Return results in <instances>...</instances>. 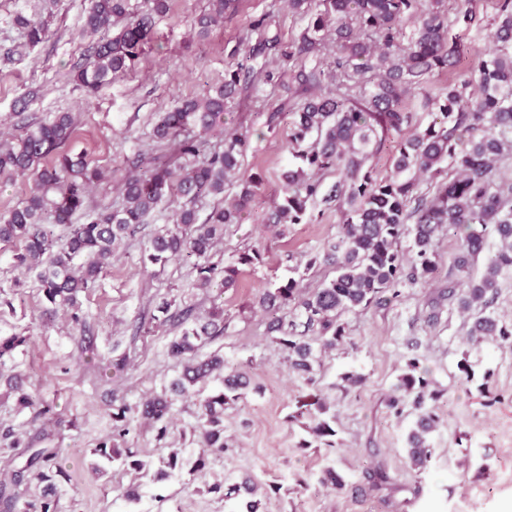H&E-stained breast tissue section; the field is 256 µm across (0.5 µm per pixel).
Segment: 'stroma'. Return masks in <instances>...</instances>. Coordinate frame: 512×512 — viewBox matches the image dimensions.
Returning <instances> with one entry per match:
<instances>
[{"instance_id": "35a3bbf8", "label": "stroma", "mask_w": 512, "mask_h": 512, "mask_svg": "<svg viewBox=\"0 0 512 512\" xmlns=\"http://www.w3.org/2000/svg\"><path fill=\"white\" fill-rule=\"evenodd\" d=\"M34 3L0 0V139L19 134L29 121L72 113L77 148L86 149L107 173L91 191L99 205L118 198L125 158L133 149H148L159 113L219 85L227 65L243 58L253 21L265 20L270 33L286 43L303 27L288 0H241L237 13L202 39L191 21L209 0H169L145 55L93 98L73 80L85 61L86 41L79 29L87 0H58L41 12ZM495 3L473 0L481 25L474 28L458 66L432 77L427 93L439 94L452 81L472 80L478 53L489 45ZM20 13L48 21L49 39L25 46L13 24ZM300 64L297 58H273L283 84L263 86L256 97L236 98L224 114L225 129L249 136L245 168L263 177L245 220L225 232L213 256L215 263L227 265L244 249L261 252L262 263L243 268L233 288L223 293L215 287L194 288L192 265L182 259L162 268L143 265L145 237L139 234L113 258L97 287L81 295L82 321L77 324L65 312H47L37 280L14 265L16 246L0 243V334L29 339L0 365V372L20 375L36 400L35 408L22 410L15 397L0 398V431L13 429L25 441L47 430L46 447L58 449L72 475L58 490L62 512H122L116 494L132 485L142 493L139 512H234L235 502L201 492L230 474L251 475L261 486L282 483L280 493L265 500V512H512V348L467 341V315L445 297L448 268L459 250L456 236L439 238L434 279L404 281L386 305L343 315L348 339L322 355L314 382L288 371L267 332L270 317L259 305L262 289L295 273L310 288L333 278L332 267L319 263L309 269L305 263L321 253L342 224L332 205L323 206L312 223L292 225L282 236L264 224L289 161L287 123L270 132L265 121L269 111L294 99L286 80ZM28 91L36 98L26 111H18L16 101ZM172 295L200 316L214 299H223L224 334L198 355L223 354L227 367L247 370L261 391L225 411L228 450L194 479L158 488L117 468L94 474L92 450L112 435L113 405L138 404L177 375L168 347L179 330L151 319L156 302ZM120 358L126 364L119 368L115 362ZM411 358L419 359L444 391L433 406L439 417L431 438L433 458L420 473L410 469L405 452L416 413L408 402L397 410L389 405ZM464 358L475 372L470 383L457 368ZM349 371L361 374L364 384L344 389L342 376ZM481 383L487 384V393L478 391ZM321 401L336 417L338 447L333 452L301 445L309 415ZM329 466L344 476L343 488L320 484ZM378 466L391 484L377 499L368 493V474Z\"/></svg>"}]
</instances>
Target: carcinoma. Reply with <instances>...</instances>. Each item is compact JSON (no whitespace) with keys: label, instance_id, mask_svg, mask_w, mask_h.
<instances>
[{"label":"carcinoma","instance_id":"1","mask_svg":"<svg viewBox=\"0 0 512 512\" xmlns=\"http://www.w3.org/2000/svg\"><path fill=\"white\" fill-rule=\"evenodd\" d=\"M448 14V0H288L305 21L299 38L285 44L269 34L260 19L252 24L260 31L243 60L227 66L224 82L199 97L183 100L159 115L152 130V147L138 149L128 159L120 184L121 202L98 206L90 200L91 187L103 172L74 148L75 123L69 112H57L47 120L25 125L21 132L0 141V175H28L30 195L20 204L0 212V243L21 244L16 264L35 274L46 307L70 312L81 321L78 296L95 287L112 265V258L129 238L148 226L155 213L162 214L174 202L172 224L154 227L144 242L143 263L165 266L174 258L194 260V287L208 289L236 284L242 267L262 262L257 250H245L235 262L222 268L212 262L224 239V227L240 224L249 213L262 176L242 171L249 137L227 131L221 145L208 146L214 128L224 123V110L243 92L259 85L278 84L279 75L268 56L284 59L315 56L323 48L333 53L335 72L319 64L304 65L292 79L302 96L289 105L291 121L286 146L291 163L281 173V193L273 201L265 223L283 235L289 226L313 221L316 200L336 203L342 225L336 241L327 243L322 257L335 276L310 289L302 279L290 277L263 289L260 305L273 315L267 331L280 346L288 369L312 382L321 355L343 345L346 326L341 317L383 302L387 293L397 295L403 280L431 279L438 270L439 233L451 230L459 240V252L448 269V300L471 316L470 342L488 338L512 344V327L487 312L500 280L512 275V184L499 181L500 166L512 159V0H497L492 46L479 54L476 93L465 95L467 85L448 82L445 92L424 95L421 109L436 114L424 128L403 134L411 126L410 101L437 73L451 70L460 60L476 20L471 0ZM239 0H210L208 10L193 20L201 38L237 12ZM168 0H88L82 31L91 37L89 64L78 69L77 82L90 95L102 91L112 77L131 70L144 54L159 16ZM120 32L109 36L115 21ZM15 26L24 30L35 46L49 36L43 21L19 13ZM336 78V89L325 83ZM399 134L394 146L393 172L380 178L371 159L390 134ZM338 180L322 191L325 176ZM436 184L429 196L422 182ZM84 222H73L75 216ZM66 225L68 235L58 245L52 226ZM495 235L498 248L476 276L473 267L487 237ZM411 240L410 256L401 251L404 238ZM193 308L177 298L160 300L152 320L160 325L182 326L171 342L169 354L179 371L169 387L130 406L112 407V440L93 450L102 461L129 470L160 486L176 476H195L209 456L222 455L224 411L256 390L247 372L228 369L224 356L213 353L198 358V349L224 333V308L213 306L205 317L192 316ZM27 337L0 336V360L10 358ZM213 379L219 386L197 400L198 424L187 448H171L157 458H143L126 446L131 424L142 420L153 426L156 439L169 436L174 397L196 394ZM22 408L34 406L22 389L19 376L6 379ZM395 391L412 398L418 411L406 438L412 469L428 467L433 449L428 438L438 426L430 404L442 397L429 370L411 359L398 377ZM330 407L318 406L307 426L312 440L336 451V429ZM23 465L13 473L19 487L32 482L39 497L0 491V512H60L57 488L70 481L68 470L57 461L55 448H26ZM280 486L261 488L249 476L230 478L206 487V492L237 502L236 512H262L258 495L278 494Z\"/></svg>","mask_w":512,"mask_h":512}]
</instances>
